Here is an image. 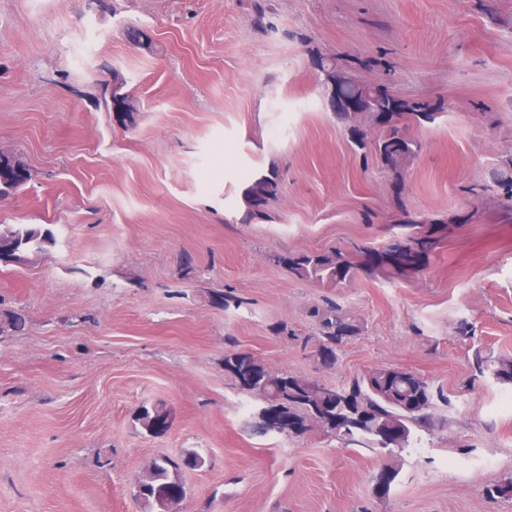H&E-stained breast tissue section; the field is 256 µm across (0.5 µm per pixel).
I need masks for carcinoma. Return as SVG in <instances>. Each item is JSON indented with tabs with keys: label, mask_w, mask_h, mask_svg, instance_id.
I'll return each mask as SVG.
<instances>
[{
	"label": "carcinoma",
	"mask_w": 512,
	"mask_h": 512,
	"mask_svg": "<svg viewBox=\"0 0 512 512\" xmlns=\"http://www.w3.org/2000/svg\"><path fill=\"white\" fill-rule=\"evenodd\" d=\"M320 70L325 75V83L344 85L354 91L361 88V81L353 77L331 56H318ZM127 81L124 75L112 70L111 87L105 90L104 106L112 111V98L117 97L125 102L127 111H138L137 101L133 94L126 90ZM444 109L441 101L411 100L398 103L387 123L381 126V136L374 142L373 150L377 160L387 167L394 175V182L403 181V173L407 164L418 154L419 143L407 132L408 123L416 121L433 122ZM336 117L345 122L351 134L352 145L365 151L368 141L365 134L356 125L357 114L335 110ZM28 169L15 156L0 155V195H8L18 191L28 181L21 173ZM279 194L277 179L269 174H260L245 189L244 203L247 213L253 217L265 216L264 207L275 200ZM397 231L385 248H400L409 255L421 253L429 256L436 248L438 240L433 237L434 231H448V222L433 221L420 224L417 218L405 213L402 221L396 225ZM10 237L24 247L40 244L48 238V234L36 227L22 226L0 229V239ZM288 268L298 277L313 279L331 286H337L351 280L357 272L368 276L380 275L385 278L407 277L418 266L398 264L388 259H381L368 247L356 246L351 250L335 249L323 252L301 253ZM310 317L314 319L318 334L299 337L286 324L277 326V334L292 336L301 342L303 347L312 346L315 350L332 355L336 354V330L351 327L359 331L355 318L331 303L324 307H316ZM512 367V361L494 360L491 356L476 350L473 354V369L479 376L491 374L496 381H512V377L501 373L502 368ZM224 370L231 376L249 370L257 371L262 382L252 389V393L261 397L266 404L282 411L285 419H302L308 423L315 421V414L320 406L328 401L331 390L323 384L312 385L303 383L302 388L293 384L294 375L288 372H270L257 366L251 357L236 349L233 337L226 338L224 350ZM358 396V408L361 410L376 409L383 423L394 422L400 425L405 439L400 447L410 446L415 434L428 431L433 426V410L448 405V394L442 387H435L417 374L401 368H372L350 381ZM419 389L430 406V412L415 414L405 404L406 397ZM166 408L156 405L143 408L137 420L148 433H153L154 425L159 420L168 419ZM323 433L332 435L344 445H357L363 448L379 449L389 453L394 447L389 445L383 430L360 425L351 407L343 406L340 401L330 405V417L323 426ZM200 469L205 465V458L196 452H188L180 458L160 455L155 460V470L149 483L141 486L133 498L144 505L148 512H172L174 500L183 497L184 488L179 481L181 466Z\"/></svg>",
	"instance_id": "cac0c4a2"
}]
</instances>
